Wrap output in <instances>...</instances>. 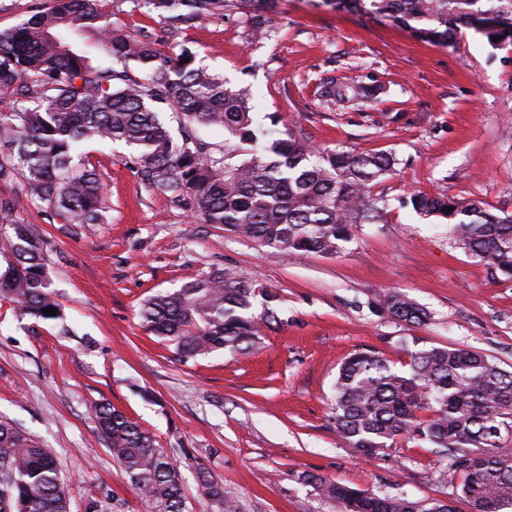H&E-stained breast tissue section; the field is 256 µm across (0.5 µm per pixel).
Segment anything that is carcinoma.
I'll return each mask as SVG.
<instances>
[{
    "instance_id": "obj_1",
    "label": "carcinoma",
    "mask_w": 512,
    "mask_h": 512,
    "mask_svg": "<svg viewBox=\"0 0 512 512\" xmlns=\"http://www.w3.org/2000/svg\"><path fill=\"white\" fill-rule=\"evenodd\" d=\"M109 0H52L14 28L0 30V97L17 106L0 113V181L22 179L31 198L50 206L63 224L88 230L105 220L96 173L75 159L89 141L122 142L138 152L144 181L184 204L194 219L297 255H335L362 224L383 217L386 199L372 188L393 166L385 152L313 145L285 131L254 127L249 94L196 64L189 49L175 60L155 44L112 27ZM338 11L389 21L416 38L446 45L472 28L493 47L512 45V0H325ZM277 0H144L172 28L190 26L228 10L249 14L266 30L265 13ZM99 32L112 65L93 64L72 48L68 31ZM499 40H493V37ZM189 62H184V59ZM139 75H131L130 65ZM378 90L336 84L322 94L339 101L373 100ZM183 122L181 141L156 104ZM224 131V153L214 157L196 131ZM425 219L442 218L455 248L512 280V212L481 200L413 194ZM451 211L446 213L444 208ZM4 245L15 262L0 274V298L37 320L58 319L49 290L45 241L33 224L9 220ZM263 310L256 312L257 301ZM275 295L255 279L214 269L141 306L144 327L174 346L181 360L223 350L249 353L261 326L275 318ZM389 315L420 324L427 312L399 292L384 295ZM408 369L391 366L372 349L351 353L340 366L331 420L336 434L368 459L402 438L448 452L461 471V497L471 512L512 509V371L468 349L432 346L409 353ZM99 433L132 486L158 512H184L179 468L156 448L140 424L107 404L96 408ZM0 512H69V481L51 451L13 422L0 419ZM198 481L222 512H235L231 492L201 468ZM336 512H455L447 503L428 509L404 495L376 494L309 475Z\"/></svg>"
}]
</instances>
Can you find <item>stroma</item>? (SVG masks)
Segmentation results:
<instances>
[{"instance_id": "stroma-1", "label": "stroma", "mask_w": 512, "mask_h": 512, "mask_svg": "<svg viewBox=\"0 0 512 512\" xmlns=\"http://www.w3.org/2000/svg\"><path fill=\"white\" fill-rule=\"evenodd\" d=\"M108 11L113 26L165 56L196 52L228 87L252 94L258 116H279V130L391 154V172L373 188L389 207L339 254L300 257L191 219L143 182L137 153L121 143L83 147L106 207L90 233L61 223L22 181L0 183V202L44 235L63 312L38 321L0 298V416L53 452L70 481V512H85L93 498L105 512H154L98 432L104 403L177 461L185 512H221L202 492L201 467L232 493L236 512H335L306 481L310 472L470 512L461 472L427 443L402 440L366 459L338 438L330 407L341 362L361 348L397 368L408 351L444 345L512 369V280L492 278L452 246L447 225L398 203L440 192L512 211V46L492 48L470 28L438 46L321 0H278L262 39L235 10L181 29L131 0H112ZM329 80L374 84L379 94L337 103L320 93ZM224 268L276 294L278 320L248 355L178 361L170 342L143 328L140 308ZM390 291L426 309L428 321L391 318L382 305Z\"/></svg>"}]
</instances>
